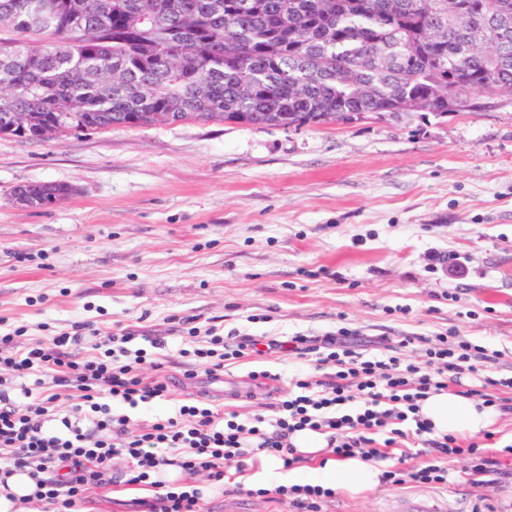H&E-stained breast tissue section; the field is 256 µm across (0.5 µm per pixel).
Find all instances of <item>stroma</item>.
<instances>
[{
  "label": "stroma",
  "mask_w": 512,
  "mask_h": 512,
  "mask_svg": "<svg viewBox=\"0 0 512 512\" xmlns=\"http://www.w3.org/2000/svg\"><path fill=\"white\" fill-rule=\"evenodd\" d=\"M438 118L370 113L349 124L252 128L220 120L66 133L42 143L0 136V334L18 348L49 343L78 322L134 331L147 377L169 396L132 410L151 421L215 400L248 417L288 394L299 369L283 352L259 365L272 393L212 398L183 377L179 320L281 341L347 326L397 345L453 330L500 357L512 376V104ZM74 192L46 209L14 203L24 183ZM162 348H150L152 339ZM162 370H155V363ZM247 360L227 366L249 375ZM425 494L441 512L483 504L512 512V455L503 476L474 481L469 462ZM414 485L337 491L324 512H399ZM208 512H288L233 485Z\"/></svg>",
  "instance_id": "stroma-1"
}]
</instances>
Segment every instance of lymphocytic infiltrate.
<instances>
[{"instance_id": "lymphocytic-infiltrate-1", "label": "lymphocytic infiltrate", "mask_w": 512, "mask_h": 512, "mask_svg": "<svg viewBox=\"0 0 512 512\" xmlns=\"http://www.w3.org/2000/svg\"><path fill=\"white\" fill-rule=\"evenodd\" d=\"M182 322L189 342L180 351L189 361L185 378L216 376L227 363L283 348L308 370L293 378L287 397L264 404L261 412L246 419L200 401L143 423L132 419L130 410L166 398L169 386L166 378L143 375L146 351L136 350L126 362L115 359L114 343L132 341L131 331L105 335L93 323H79L73 333L53 337L50 346L37 342L21 352L14 347V336H0V370L18 378L37 377L36 389H24L20 402L0 389V474L29 469L36 484L34 497L46 512H78L91 494L113 484L112 461L120 457L128 464L125 485L154 490L152 512H202V494L192 476L206 475L215 487H223L229 473L244 475L254 454L276 456L284 468H293L301 458L289 437L306 429L326 434L336 458L384 460L396 450L405 459L412 444L428 445L426 462L383 471L382 481L394 486L447 485L448 463L456 458L472 460L475 475L499 471L498 459L482 440L434 436L430 422L420 414L422 401L460 385L466 374L479 376L486 387L485 406L512 410V376L479 372V363L490 359L483 345L449 331L406 336L398 345L369 353L357 348V332L344 326L320 339L294 336L283 343L243 337L230 344L217 327L202 334L193 317H183ZM86 332L94 343L91 353L82 355L75 345ZM415 345L422 361L405 353ZM326 366L331 369L327 375L322 372ZM64 398L71 400L72 413L61 418L58 403ZM54 420L60 421V428H51ZM167 466L179 467L185 480L171 486L159 481L158 473ZM254 494L286 503L291 512H323L335 492L306 484L258 488Z\"/></svg>"}]
</instances>
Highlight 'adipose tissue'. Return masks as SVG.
Here are the masks:
<instances>
[{"instance_id":"ef3b65f1","label":"adipose tissue","mask_w":512,"mask_h":512,"mask_svg":"<svg viewBox=\"0 0 512 512\" xmlns=\"http://www.w3.org/2000/svg\"><path fill=\"white\" fill-rule=\"evenodd\" d=\"M420 413L432 423L433 431L438 436L457 433L478 436L493 424L496 416L493 408L448 391L433 394L423 401ZM290 441L296 452L306 459V466L286 471L280 459L260 456L251 476L255 487L311 483L359 492L379 482L382 473L379 464L357 456L342 459L327 457L326 434L306 429L292 434Z\"/></svg>"}]
</instances>
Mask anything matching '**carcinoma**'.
Listing matches in <instances>:
<instances>
[{
	"mask_svg": "<svg viewBox=\"0 0 512 512\" xmlns=\"http://www.w3.org/2000/svg\"><path fill=\"white\" fill-rule=\"evenodd\" d=\"M43 2L0 0L23 35L0 40V101L27 113L36 143L166 121L445 117L479 108L484 92L512 99V0H460L455 17L450 0H51L40 15ZM77 18L95 41L67 35Z\"/></svg>",
	"mask_w": 512,
	"mask_h": 512,
	"instance_id": "cac0c4a2",
	"label": "carcinoma"
}]
</instances>
